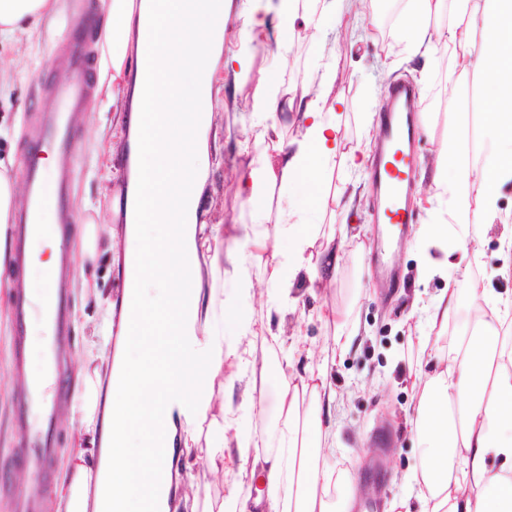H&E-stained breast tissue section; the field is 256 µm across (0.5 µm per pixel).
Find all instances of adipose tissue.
Here are the masks:
<instances>
[{"label": "adipose tissue", "instance_id": "adipose-tissue-1", "mask_svg": "<svg viewBox=\"0 0 512 512\" xmlns=\"http://www.w3.org/2000/svg\"><path fill=\"white\" fill-rule=\"evenodd\" d=\"M56 0H0V39L30 38L39 19ZM212 0H111L106 39L112 47L113 79L123 76L127 56L136 65L133 105L146 113L137 122V188L145 192L125 238L140 249H125L136 259L133 293L137 307H124L126 335L113 336L111 306L94 325L83 351V367L70 410L82 429L77 449L52 512H145L158 476L172 477L175 457L206 442L213 470L224 467V451L236 448L247 458L258 447L256 430L226 436L223 419L234 416L221 405V420L210 417L215 382L226 362L242 361L238 349H225L217 328L234 317L240 336L256 340L249 311L233 313L224 294L203 295L193 277L189 307L173 295L179 283L180 252L173 249V187L199 194L191 172L207 160V128H194L202 73V51L221 49L224 28L212 24ZM276 13V34L265 17ZM240 36L249 43L274 39L276 52L292 43L296 27L311 35L339 28L353 18L375 26L373 7L358 0H243ZM388 54L429 59L448 52L460 80H471L478 98L480 149L469 152L460 132V112L449 111L425 196L428 219L417 225L411 243L420 253L418 274L441 275L447 286L429 306L419 352L431 346L433 331H444L460 305L475 309L474 326L437 351L431 371H416L417 396L412 422L420 465L406 477L408 497L384 505V512H512V297L493 293L472 273L470 249L488 224L512 222L498 198L512 184V0H409ZM334 71L325 67L317 81L283 90L264 85L248 118L252 136L243 143L248 159L238 189L247 195L255 231L251 245L271 249L264 268L270 307L293 303L298 277L311 287L331 285L340 257L336 227L325 214L346 205L330 193L329 175L361 176L366 152L345 148ZM287 114L294 134L282 140L270 119ZM279 186L275 232L266 228L260 203L270 186ZM277 246H268L269 237ZM325 249H316L318 240ZM343 350L340 343L321 349L317 370L285 380L275 393L279 445L261 468L270 512H353L352 478L337 475L327 463L336 434L323 425V411L336 401L326 373ZM342 494H335V487Z\"/></svg>", "mask_w": 512, "mask_h": 512}]
</instances>
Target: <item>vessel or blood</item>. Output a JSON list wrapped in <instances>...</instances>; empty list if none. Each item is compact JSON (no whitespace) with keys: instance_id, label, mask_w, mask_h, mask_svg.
Instances as JSON below:
<instances>
[{"instance_id":"b4317fda","label":"vessel or blood","mask_w":512,"mask_h":512,"mask_svg":"<svg viewBox=\"0 0 512 512\" xmlns=\"http://www.w3.org/2000/svg\"><path fill=\"white\" fill-rule=\"evenodd\" d=\"M88 13L72 19L65 30V44L59 53L60 64L68 78L48 88L38 112L31 115L32 146L24 162L26 200L16 213L12 226L17 265H25L30 245L47 234L65 231L73 221L69 199L73 176V154L78 111L89 104L94 92L98 53L89 35ZM388 106L379 117L382 143L377 149L372 170L376 189L385 191L388 203L384 217L391 227H404L413 222L408 198L410 173L416 158L414 148L420 132L414 114L418 111L415 87L407 81L388 86ZM42 153L55 158L53 172H45L36 157ZM54 199L56 221H45L47 199ZM70 255L60 252L58 264L43 296L32 300L19 291L13 310V327L18 347L29 340L32 320L42 329L40 346L43 365L40 372L25 370L24 355H17L15 367L25 371L26 383L14 402V423L20 437L17 450L19 465L26 467L34 482L12 502L13 512H40L50 491L49 475L57 459V401L70 385L62 365V352L71 334L68 271Z\"/></svg>"}]
</instances>
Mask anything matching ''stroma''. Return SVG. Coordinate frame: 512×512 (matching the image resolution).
I'll list each match as a JSON object with an SVG mask.
<instances>
[{
	"mask_svg": "<svg viewBox=\"0 0 512 512\" xmlns=\"http://www.w3.org/2000/svg\"><path fill=\"white\" fill-rule=\"evenodd\" d=\"M78 7L77 0H60V10L51 26H40L28 42L0 43V81L11 87L9 98L0 99V163L14 176H21L26 143L30 137L25 115L35 104L44 83L64 79L55 66L56 54L64 39V26ZM332 64L336 73V91L344 103L341 136L346 146L354 147L363 139L377 141V131L363 133V115L381 112L386 104V87L398 80L418 85L422 112L430 121L422 127V139L416 149L418 165L413 177L409 206L418 222L427 215L418 204L420 192L427 188L436 153L447 131L448 79L445 57L432 62L419 59L400 60L383 52L378 39L371 36L350 37L348 33H331L324 47L312 46L307 38L295 40L279 58L262 49H254L245 69L236 76L218 70L215 76L214 111L217 118L207 134L208 168L201 185L199 220L224 227V242L215 251L204 252L201 265L204 289L223 288L227 305L249 310L257 321L279 325H302L312 357H299L293 369H283L276 361L292 345L293 336L268 339L264 345L269 362L267 382L262 391L245 399L243 383H234L231 400L238 409L236 423L257 428L268 446L277 439V414L274 393L290 372H303L317 365V350L331 341L333 325L318 320L319 309H333L343 314L346 329L357 335L343 357L327 372V382L337 395L332 411L336 444L328 462L337 471L351 472L360 502L355 512H383V503L404 497L408 488L405 472L419 463L416 438L410 421L416 412L417 399L408 381L420 360L415 334L424 329L426 307L446 288L441 276L419 278L420 254L410 244H402L392 255L399 272V285L381 289L378 280L368 274L369 243L378 234L374 222L377 194L372 181L339 184L331 187L354 195L355 201L346 217L347 235L336 249L341 257L336 278L327 288L310 287L308 281H296L292 294L294 308L279 314L268 310L263 270L270 253L252 258L249 270L255 287L252 296H237L232 286L224 285L222 276L211 275L210 263L223 269L228 259L249 252L252 234L250 215L237 193V177L246 162L241 145L246 138L243 117L251 112L254 97L264 74H272L283 88L299 87L308 82L320 64ZM128 112L114 111L104 88H97L90 103L79 112L72 199L75 222L65 246L71 256L70 275L83 277L92 295L71 296L72 338L67 351V368L77 375L81 364L78 353L88 329L98 317L96 295H114L115 280L122 271L123 238L99 236L93 256H86L81 237L86 224H111L115 221V185L123 176L122 162L130 143ZM506 226L497 223L486 233L478 253L471 258L473 272L485 279L494 292L512 294V278L498 274L505 257L500 238ZM18 373L13 366L10 337L0 333V468L11 471V481L28 483L27 471L14 465L11 450L17 445L11 407L20 390ZM261 405L262 415H254L252 405ZM191 475L199 497L226 494L231 482L243 484L245 491L257 494L261 482L251 477V463L238 456L225 458L224 469L213 472L206 460L205 447L193 449Z\"/></svg>",
	"mask_w": 512,
	"mask_h": 512,
	"instance_id": "1",
	"label": "stroma"
}]
</instances>
